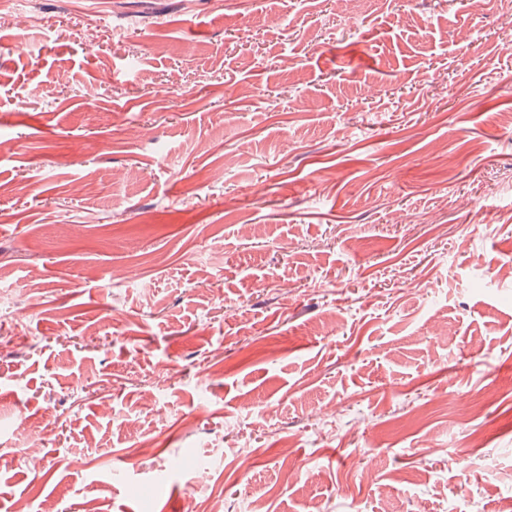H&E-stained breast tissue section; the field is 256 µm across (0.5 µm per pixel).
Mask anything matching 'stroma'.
Here are the masks:
<instances>
[{"label": "stroma", "mask_w": 512, "mask_h": 512, "mask_svg": "<svg viewBox=\"0 0 512 512\" xmlns=\"http://www.w3.org/2000/svg\"><path fill=\"white\" fill-rule=\"evenodd\" d=\"M3 9L0 512H505L502 0Z\"/></svg>", "instance_id": "1"}]
</instances>
